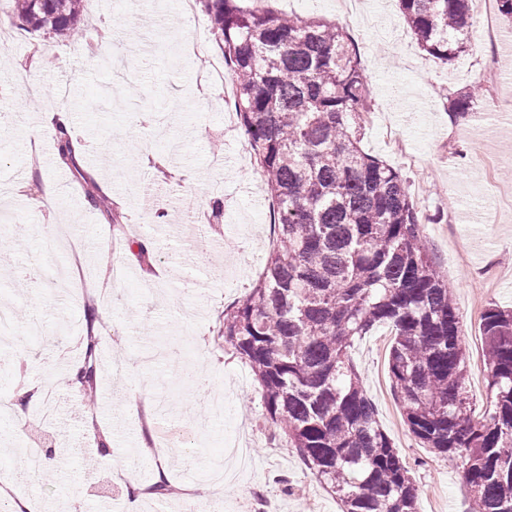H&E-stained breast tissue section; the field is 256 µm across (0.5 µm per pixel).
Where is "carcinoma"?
<instances>
[{
	"label": "carcinoma",
	"instance_id": "cac0c4a2",
	"mask_svg": "<svg viewBox=\"0 0 512 512\" xmlns=\"http://www.w3.org/2000/svg\"><path fill=\"white\" fill-rule=\"evenodd\" d=\"M224 51L237 113L268 188L276 232L263 271L218 336L248 363L273 433L287 438L341 512H419L409 468L380 425L348 350L388 327V374L410 433L460 458L471 512H512V310L488 307L481 337L490 405L467 397V350L453 291L429 256L401 171L360 146L370 84L342 27L200 0ZM419 48L451 61L475 30L472 0H399ZM82 0H12L11 24L78 34ZM474 86L451 100L467 112ZM61 159L75 163L67 132ZM71 384H98L90 335Z\"/></svg>",
	"mask_w": 512,
	"mask_h": 512
}]
</instances>
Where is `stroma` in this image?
<instances>
[{
	"instance_id": "35a3bbf8",
	"label": "stroma",
	"mask_w": 512,
	"mask_h": 512,
	"mask_svg": "<svg viewBox=\"0 0 512 512\" xmlns=\"http://www.w3.org/2000/svg\"><path fill=\"white\" fill-rule=\"evenodd\" d=\"M368 23L353 21L352 37L370 80L371 112L363 150L401 170L407 191L432 224L428 252L453 289L468 350L467 394L477 408L490 400L482 358L480 318L486 307L512 308V137L489 140L477 116L448 112L450 97L480 77L474 52L443 63L424 53L398 0H362ZM81 38L32 35L0 28V233L9 238L0 262V303L26 306L0 348V381L11 406L0 412V474L4 489L25 512H128L126 487L145 488L166 475L170 497L144 496L137 512H183L191 498L223 501L227 512H340L286 441H272L261 389L248 364L219 340L224 311L257 281L271 248L265 180L253 154H241V124L225 120L224 89L207 76L224 53L204 11L185 14L179 0H143L139 11L83 0ZM75 119L81 172L47 164L56 138L47 113ZM398 126L421 162L411 167L385 140L382 126ZM59 191L39 203L45 185ZM493 190L496 206L479 224H458L467 262L451 258L448 215ZM124 215L123 239L151 242L152 266L110 251L112 226L94 197ZM224 208L213 213V200ZM127 277L112 281L113 263ZM97 307V329L116 378H101L97 396L110 406L88 407L60 385L78 367L72 356L85 330V305ZM392 342L381 327L350 350L379 420L411 470L420 512H467L468 490L459 461L422 448L409 432L387 372ZM200 368L207 383L181 380V368ZM57 382V422L46 438L52 468L31 475L19 448L30 441L27 410L15 401L30 383Z\"/></svg>"
}]
</instances>
